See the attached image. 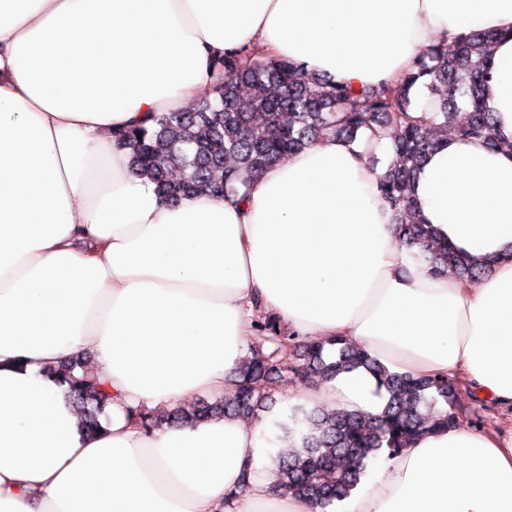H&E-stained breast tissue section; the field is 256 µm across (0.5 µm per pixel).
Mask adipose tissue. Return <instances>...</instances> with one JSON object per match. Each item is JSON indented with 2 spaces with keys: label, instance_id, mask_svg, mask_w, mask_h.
Here are the masks:
<instances>
[{
  "label": "adipose tissue",
  "instance_id": "obj_1",
  "mask_svg": "<svg viewBox=\"0 0 512 512\" xmlns=\"http://www.w3.org/2000/svg\"><path fill=\"white\" fill-rule=\"evenodd\" d=\"M476 31L500 35L482 100L502 145L449 136L413 189L437 237L494 260L473 283L396 240L371 136L319 140L245 195L174 203L115 138L212 94L227 51L360 88ZM259 307L512 408V0H0V512H314L261 469L278 415L150 431L133 416L231 394ZM84 353L112 393L98 435L54 376ZM318 396L381 407L360 370ZM340 512H512V431L424 432Z\"/></svg>",
  "mask_w": 512,
  "mask_h": 512
}]
</instances>
